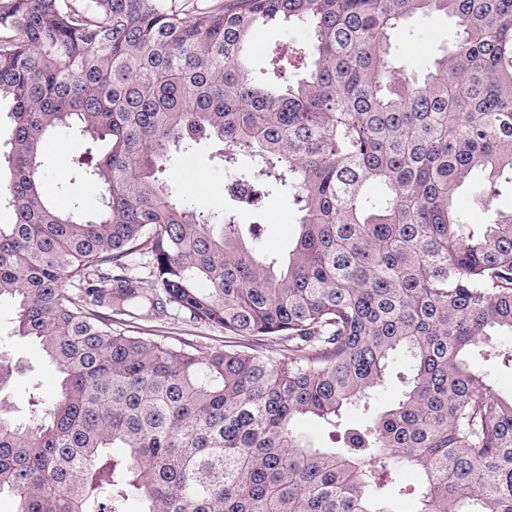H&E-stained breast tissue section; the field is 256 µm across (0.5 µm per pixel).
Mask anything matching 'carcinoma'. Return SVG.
Instances as JSON below:
<instances>
[{"instance_id": "cac0c4a2", "label": "carcinoma", "mask_w": 512, "mask_h": 512, "mask_svg": "<svg viewBox=\"0 0 512 512\" xmlns=\"http://www.w3.org/2000/svg\"><path fill=\"white\" fill-rule=\"evenodd\" d=\"M434 14L454 40L399 64L395 31ZM279 22L309 39L261 65L253 36ZM3 105L0 299L60 379L50 401L31 384L30 422L0 415L16 512H397L405 468L413 512H512V398L471 365L512 335V211L476 227L457 204L480 173V197L512 181V0H0ZM61 133L85 139L69 166L92 206L42 192ZM202 140L219 210L172 177ZM267 198L298 216L285 256L243 224ZM168 305L288 348L201 356L112 328ZM405 371L401 362L392 364L388 374V384L385 388L379 390L376 396V405L378 407H387L393 404L401 394V386L397 381V373ZM298 428L312 443L320 446H334L328 438L325 426L319 420L310 418L300 419L298 421Z\"/></svg>"}]
</instances>
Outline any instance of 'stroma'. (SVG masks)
Returning <instances> with one entry per match:
<instances>
[{
  "label": "stroma",
  "instance_id": "obj_1",
  "mask_svg": "<svg viewBox=\"0 0 512 512\" xmlns=\"http://www.w3.org/2000/svg\"><path fill=\"white\" fill-rule=\"evenodd\" d=\"M456 26L453 20L434 16L418 25L414 33L399 31L395 35L400 52L409 65L424 66L433 51L440 45L449 43L455 36ZM76 147V140L69 135H61L51 140L46 148V174L43 189L54 196L63 184H70L74 193L84 198H93L91 187L72 182L68 158ZM213 146L204 141L195 152L183 158L175 170L176 177L185 185L188 192L196 195L199 202L211 208L224 205V172L216 168L210 154ZM263 226L262 240L268 250L287 253L297 233V215L286 203L270 201L259 215ZM14 309L11 303L0 302V358L10 361L16 367L13 378L14 399L0 404V409L8 411L10 417L25 422L30 418L28 405L20 400V393L27 389L32 381H39V393L43 398H51L58 387L56 376L43 367V359L35 345L28 339L14 333ZM115 329L131 336L162 341L171 345L191 344L196 353L206 355L215 349H224L230 345L243 348L255 347L271 357H281L285 342L264 338H243L226 335L223 328L190 320L184 312L172 308L161 317L146 319L139 316L122 317L114 324ZM489 349L490 356L478 359L476 365L492 381L496 391L503 397L512 396V362L507 354L512 351V338L493 337Z\"/></svg>",
  "mask_w": 512,
  "mask_h": 512
}]
</instances>
